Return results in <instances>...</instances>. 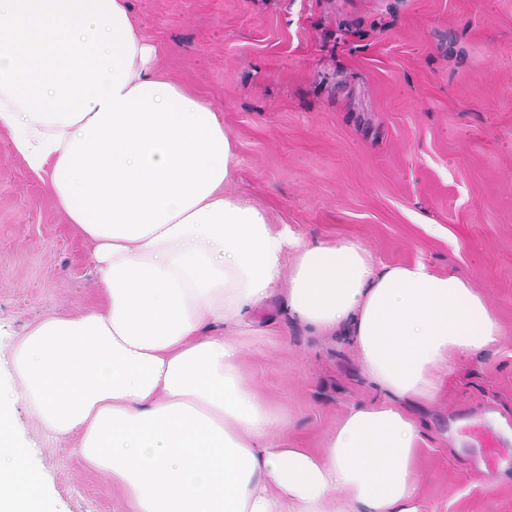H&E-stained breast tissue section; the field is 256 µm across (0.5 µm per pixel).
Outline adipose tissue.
I'll return each mask as SVG.
<instances>
[{
    "mask_svg": "<svg viewBox=\"0 0 512 512\" xmlns=\"http://www.w3.org/2000/svg\"><path fill=\"white\" fill-rule=\"evenodd\" d=\"M92 245L98 305L19 339V393L0 391V512H49L8 413L77 436L130 512H419L422 437L455 363L498 343L462 276L381 265L351 240L301 242L224 193V122L170 79L127 0H0V132ZM285 311L349 336L374 391L323 448L270 435L279 420L244 377L237 339L283 267Z\"/></svg>",
    "mask_w": 512,
    "mask_h": 512,
    "instance_id": "adipose-tissue-1",
    "label": "adipose tissue"
}]
</instances>
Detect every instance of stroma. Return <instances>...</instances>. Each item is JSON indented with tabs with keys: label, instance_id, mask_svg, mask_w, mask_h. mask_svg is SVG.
I'll list each match as a JSON object with an SVG mask.
<instances>
[{
	"label": "stroma",
	"instance_id": "35a3bbf8",
	"mask_svg": "<svg viewBox=\"0 0 512 512\" xmlns=\"http://www.w3.org/2000/svg\"><path fill=\"white\" fill-rule=\"evenodd\" d=\"M160 65L224 119L227 195L291 236L352 240L387 265L466 277L496 313L497 344L461 360L432 404L420 512H512V0H130ZM90 244L0 134V388L19 389L18 338L49 314L94 305ZM288 278L241 338L252 386L322 447L350 405L371 401L339 336L283 321ZM26 467L52 512H128L76 437L10 408ZM497 460L481 465L485 438Z\"/></svg>",
	"mask_w": 512,
	"mask_h": 512
}]
</instances>
